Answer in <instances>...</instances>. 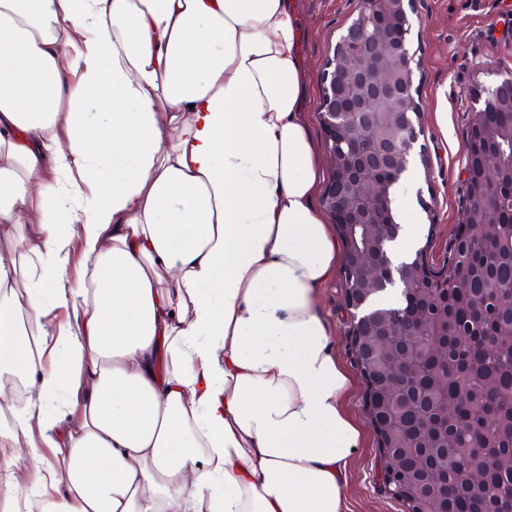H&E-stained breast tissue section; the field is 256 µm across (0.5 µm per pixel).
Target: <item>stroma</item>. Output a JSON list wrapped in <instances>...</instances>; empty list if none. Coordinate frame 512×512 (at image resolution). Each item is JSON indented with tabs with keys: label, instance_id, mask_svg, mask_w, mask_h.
<instances>
[{
	"label": "stroma",
	"instance_id": "35a3bbf8",
	"mask_svg": "<svg viewBox=\"0 0 512 512\" xmlns=\"http://www.w3.org/2000/svg\"><path fill=\"white\" fill-rule=\"evenodd\" d=\"M357 8V0H298L300 51L311 88L306 118L322 151L320 103L327 62ZM409 19L424 152L410 160L412 180L396 220L430 231L427 256L438 263L464 212L466 142L474 109L470 92L490 83L492 71L512 72V0H413ZM321 161L324 177H331L329 154L323 151ZM319 306L355 381L347 408L365 429L346 479L347 503L351 512H403L400 500L388 493L381 479L379 440L368 414L367 386L352 351L351 314L341 277L322 289Z\"/></svg>",
	"mask_w": 512,
	"mask_h": 512
}]
</instances>
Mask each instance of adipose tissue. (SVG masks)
I'll use <instances>...</instances> for the list:
<instances>
[{"label": "adipose tissue", "instance_id": "obj_1", "mask_svg": "<svg viewBox=\"0 0 512 512\" xmlns=\"http://www.w3.org/2000/svg\"><path fill=\"white\" fill-rule=\"evenodd\" d=\"M299 46L296 0H0V461L52 454L11 512H348Z\"/></svg>", "mask_w": 512, "mask_h": 512}]
</instances>
